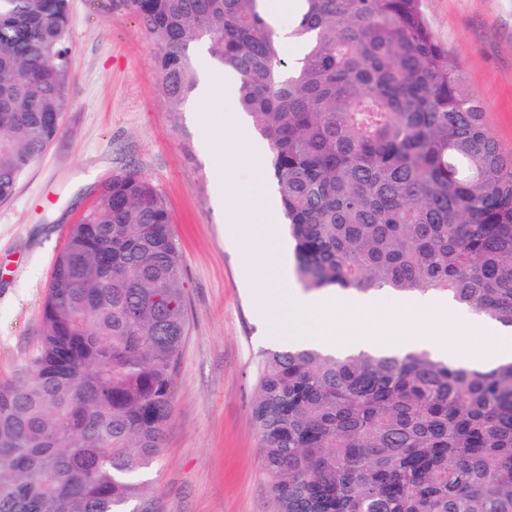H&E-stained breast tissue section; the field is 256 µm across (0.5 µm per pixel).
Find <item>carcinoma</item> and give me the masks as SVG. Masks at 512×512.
<instances>
[{"instance_id":"obj_1","label":"carcinoma","mask_w":512,"mask_h":512,"mask_svg":"<svg viewBox=\"0 0 512 512\" xmlns=\"http://www.w3.org/2000/svg\"><path fill=\"white\" fill-rule=\"evenodd\" d=\"M265 0H120L173 112L190 47L237 77L308 291L437 292L512 327V154L422 0H300L288 63ZM67 0H0V201L59 131ZM190 322L170 213L134 171L68 226L30 370L0 384V512H165L163 452ZM251 413L279 512H512V361L425 349L266 354Z\"/></svg>"}]
</instances>
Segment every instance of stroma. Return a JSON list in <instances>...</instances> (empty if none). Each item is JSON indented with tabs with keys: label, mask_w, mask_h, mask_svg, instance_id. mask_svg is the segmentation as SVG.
<instances>
[{
	"label": "stroma",
	"mask_w": 512,
	"mask_h": 512,
	"mask_svg": "<svg viewBox=\"0 0 512 512\" xmlns=\"http://www.w3.org/2000/svg\"><path fill=\"white\" fill-rule=\"evenodd\" d=\"M68 99L60 131L0 202V382L26 373L65 231L94 205L100 184L133 170L167 205L179 243L190 334L174 379L164 450L148 472L166 512H278L251 415L267 347L262 332L288 330L285 302L298 285L285 229L261 242L244 234L264 216L248 199L216 201L210 160L227 182L273 187L268 147L237 105L234 78L192 51L201 95L170 112L153 64L155 44L118 0H69ZM427 23L512 153V0H423ZM285 263L284 279L263 268ZM379 317L333 310L389 334L426 327L408 298L377 292Z\"/></svg>",
	"instance_id": "stroma-1"
}]
</instances>
